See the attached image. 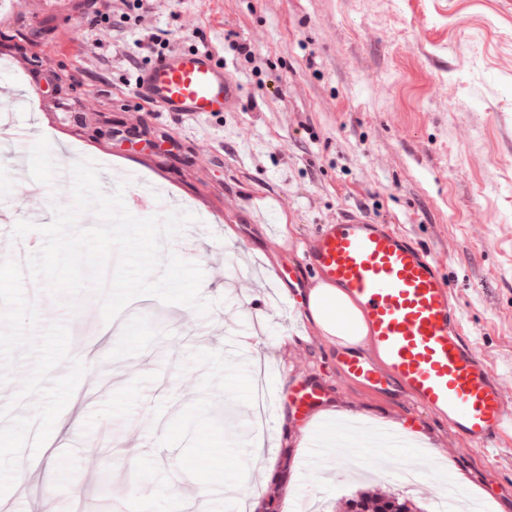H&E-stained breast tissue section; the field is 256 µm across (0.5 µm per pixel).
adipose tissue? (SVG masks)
Returning a JSON list of instances; mask_svg holds the SVG:
<instances>
[{
  "instance_id": "obj_1",
  "label": "adipose tissue",
  "mask_w": 512,
  "mask_h": 512,
  "mask_svg": "<svg viewBox=\"0 0 512 512\" xmlns=\"http://www.w3.org/2000/svg\"><path fill=\"white\" fill-rule=\"evenodd\" d=\"M305 308L318 334L331 344L367 346L369 329L363 312L336 284L315 280L307 290Z\"/></svg>"
}]
</instances>
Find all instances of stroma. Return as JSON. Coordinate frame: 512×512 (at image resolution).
<instances>
[{"mask_svg": "<svg viewBox=\"0 0 512 512\" xmlns=\"http://www.w3.org/2000/svg\"><path fill=\"white\" fill-rule=\"evenodd\" d=\"M81 0H9L0 9V125L31 128L52 157L69 150L105 169L157 186L153 215L188 212L193 234L174 244L198 263L207 315L139 297L120 328L96 297L81 313L49 298L39 324H68L70 352L87 371L43 447L35 473L0 496L8 512H34L39 478L59 502L89 506L109 474L116 512H175L170 491L207 484L209 512H336L362 483L438 512L439 474L483 512H512V430L486 457L466 448L446 420L417 402L348 380L336 350L304 309L286 315L314 277L302 271L266 302L233 273L244 253L264 277L297 266L321 225L358 206L445 263L468 342L512 384V0H147L142 23L108 18ZM163 29L174 49L219 59L242 89L237 111L207 118L158 116L133 95L142 27ZM250 45V54L232 42ZM37 80L43 104L14 100ZM137 128L127 138L123 129ZM70 184L32 188L0 163V253L17 221L49 223L70 205ZM290 224L281 238L280 220ZM255 338L272 398L280 399L253 463L247 446L249 368L235 342ZM319 388L305 412L291 389ZM237 407L225 439L215 416ZM410 427L430 464L420 482L311 474L306 458L330 421Z\"/></svg>", "mask_w": 512, "mask_h": 512, "instance_id": "stroma-1", "label": "stroma"}]
</instances>
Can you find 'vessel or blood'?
Listing matches in <instances>:
<instances>
[{"label": "vessel or blood", "instance_id": "b4317fda", "mask_svg": "<svg viewBox=\"0 0 512 512\" xmlns=\"http://www.w3.org/2000/svg\"><path fill=\"white\" fill-rule=\"evenodd\" d=\"M142 102L159 114L199 118L236 111L240 87L223 65L199 50L179 49L142 68L134 84ZM304 263L342 288L362 308L375 363L359 350L340 349L351 379L411 398L444 417L473 447L497 443L512 425V396L465 340L453 285L442 263L390 225L348 207L322 225ZM375 448L359 458L369 467L380 453H396L390 475L407 469L408 428L382 423Z\"/></svg>", "mask_w": 512, "mask_h": 512}]
</instances>
